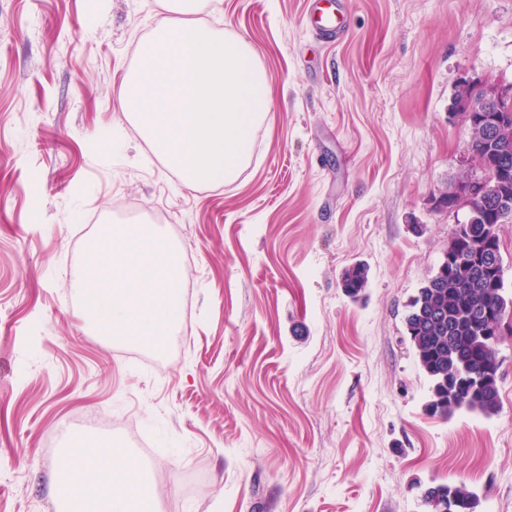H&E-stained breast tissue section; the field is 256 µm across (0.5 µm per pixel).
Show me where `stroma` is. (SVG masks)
Here are the masks:
<instances>
[{
	"mask_svg": "<svg viewBox=\"0 0 512 512\" xmlns=\"http://www.w3.org/2000/svg\"><path fill=\"white\" fill-rule=\"evenodd\" d=\"M161 0H0V512H58L56 470L109 440L159 512H424L463 479L512 512V336L499 416L425 409L409 301L440 263L461 177L462 79L512 81V0H215L201 24L252 46L273 84L254 159L189 188L124 115L123 77ZM136 206L190 287L159 350L97 335L72 286L99 225ZM363 263L347 297L341 273ZM308 13L313 33L322 38L343 40L347 33L344 0H309ZM326 1V5L322 4ZM368 284V268L361 263L353 264L344 269L341 276V286L348 297L356 300Z\"/></svg>",
	"mask_w": 512,
	"mask_h": 512,
	"instance_id": "1",
	"label": "stroma"
}]
</instances>
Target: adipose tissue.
I'll return each instance as SVG.
<instances>
[{"instance_id":"1","label":"adipose tissue","mask_w":512,"mask_h":512,"mask_svg":"<svg viewBox=\"0 0 512 512\" xmlns=\"http://www.w3.org/2000/svg\"><path fill=\"white\" fill-rule=\"evenodd\" d=\"M63 512H155L153 483L117 445L82 446L62 462L56 477Z\"/></svg>"}]
</instances>
